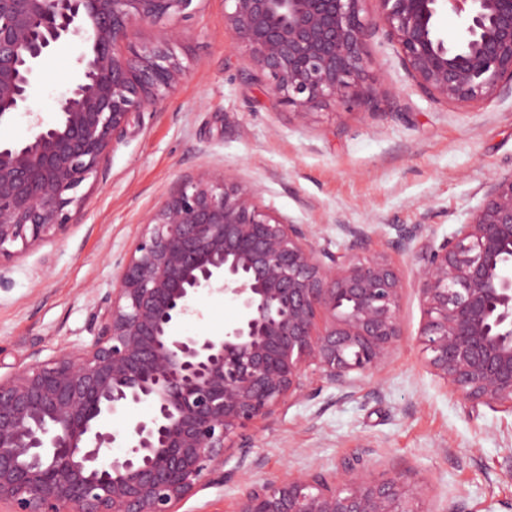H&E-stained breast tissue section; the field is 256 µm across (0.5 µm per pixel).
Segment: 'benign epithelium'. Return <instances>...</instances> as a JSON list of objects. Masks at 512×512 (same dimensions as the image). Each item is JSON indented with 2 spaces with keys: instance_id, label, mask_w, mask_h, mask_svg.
<instances>
[{
  "instance_id": "1",
  "label": "benign epithelium",
  "mask_w": 512,
  "mask_h": 512,
  "mask_svg": "<svg viewBox=\"0 0 512 512\" xmlns=\"http://www.w3.org/2000/svg\"><path fill=\"white\" fill-rule=\"evenodd\" d=\"M194 0H0V123L30 137L0 143V260L70 224L71 193L122 141L131 114L159 111L187 76L181 33L140 28ZM224 28L269 93L305 116L329 102L370 105L364 43L381 31L419 90L477 102L512 82V0H229ZM452 11L463 32L439 26ZM76 40L77 78L46 123L29 102L40 64ZM429 369L473 405L512 412V172L418 272ZM233 300L224 333L175 336L198 292ZM405 281L388 259L320 250L224 170L184 180L144 224L90 345L0 377V507L7 512H178L238 447L241 432L301 396L311 368L346 387L401 344ZM147 403L112 432L102 418ZM124 450L104 460L115 443ZM237 512H435L397 474H301L257 482ZM31 134L27 116L19 114L13 121L0 124L2 144L21 140Z\"/></svg>"
}]
</instances>
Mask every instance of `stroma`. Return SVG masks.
Returning a JSON list of instances; mask_svg holds the SVG:
<instances>
[{"instance_id": "stroma-1", "label": "stroma", "mask_w": 512, "mask_h": 512, "mask_svg": "<svg viewBox=\"0 0 512 512\" xmlns=\"http://www.w3.org/2000/svg\"><path fill=\"white\" fill-rule=\"evenodd\" d=\"M224 0H194L188 17L142 28L182 33L173 50L186 79L157 112L134 113L122 142L78 190L75 219L7 261L0 285V375L89 345L144 222L198 169L235 173L264 206L308 227L330 253L383 255L407 284L402 342L378 371L338 387L308 374L298 400L245 430L244 464L201 487L179 512H236L258 481L354 468L398 474L435 512H512V414L473 406L426 365L418 339L422 254L452 238L481 207L489 183L512 171V87L489 99L440 101L416 88L395 47L374 36L367 71L375 105L330 103L298 116L268 93V78L224 31ZM79 45L50 54L30 106L44 121L75 79ZM365 232L355 240L350 228ZM416 231L411 245L400 233ZM178 336L222 331L234 301L206 291Z\"/></svg>"}]
</instances>
